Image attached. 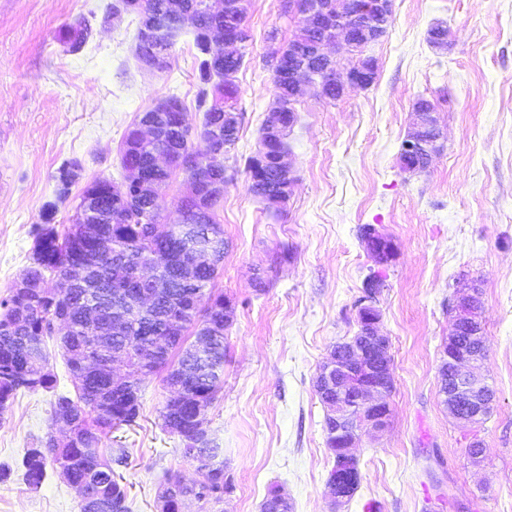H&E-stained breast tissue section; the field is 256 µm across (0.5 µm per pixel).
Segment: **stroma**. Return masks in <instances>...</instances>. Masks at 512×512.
Instances as JSON below:
<instances>
[{"mask_svg": "<svg viewBox=\"0 0 512 512\" xmlns=\"http://www.w3.org/2000/svg\"><path fill=\"white\" fill-rule=\"evenodd\" d=\"M110 2L0 0V299L29 264L64 161L82 170L60 224L94 178L122 182V138L158 99L177 96L191 131L203 125L192 35L176 38L166 71L147 73L135 54L137 17H108ZM249 3L252 41L236 78L241 126L222 158L229 180L218 215L228 247L216 286L234 319L224 387L206 411L232 490L217 503L187 500L184 512H260L275 487L293 512H332L333 456L313 378L332 345L358 330L355 302L374 270L358 233L366 224L394 244L379 308L395 386L389 427L363 434L355 449L362 480L345 512H512V0H394L384 36L366 49L374 84L333 103L310 90L297 103L287 137L296 182L276 217L249 192L246 160L274 100L267 34L289 40L295 23L283 0ZM80 21L90 41L67 52L63 37ZM439 23L448 29L440 50L428 41ZM420 97L438 109L443 148L427 171L409 173L399 156ZM470 278L481 283L483 373L496 392L473 428L448 414L438 383L454 295ZM48 352L56 392L18 393L0 415V467L10 470L0 512H79L58 472L33 489L20 467L52 431L56 393L74 392L61 352ZM167 396L160 378L146 382L137 422L103 440L128 451L115 473L132 512H157L165 472L201 478L162 426ZM475 436L484 443L477 466L467 455Z\"/></svg>", "mask_w": 512, "mask_h": 512, "instance_id": "obj_1", "label": "stroma"}]
</instances>
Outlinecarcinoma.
Here are the masks:
<instances>
[{"instance_id": "obj_1", "label": "carcinoma", "mask_w": 512, "mask_h": 512, "mask_svg": "<svg viewBox=\"0 0 512 512\" xmlns=\"http://www.w3.org/2000/svg\"><path fill=\"white\" fill-rule=\"evenodd\" d=\"M192 14L189 30L182 27L170 32V42L182 33L193 36L196 55L198 90L197 108L204 112L201 132L212 137L215 144L229 152L235 141L224 138V107L237 108L235 74L243 63L251 35L245 20L211 13L209 0H182ZM228 26L234 41L240 47L232 52L225 64H210L203 47L207 32ZM91 30L84 22L71 27L68 43L71 51L79 52L90 40ZM316 34L299 24L290 41L281 43L278 32L268 33L267 41L276 44L282 58L288 50L310 44ZM179 107L166 113L164 142H176L186 156L200 161L206 158L205 140L194 144L186 125L180 100L172 96ZM156 143L142 142L133 152L120 151V163L126 170L135 164L152 171ZM76 161H67L58 170L55 200L42 209V224L36 227L29 265L23 270L28 289L23 294L10 292L0 300V416L18 392H53L58 379L48 367V342H53L66 359L70 373L75 377V396L59 394L53 411L68 410L76 420L77 440L56 446L47 439L40 448H29L21 465L28 486L37 488L44 482L47 468L56 470L71 482H83L93 491L90 501L79 505L80 512H131L127 487L114 474L112 464L126 463L123 448L112 449L106 457L103 438L122 425L134 422L141 410L144 383L160 372H165L163 383L169 391L173 385L191 373L198 363L195 351L196 337L209 326L224 327V293L215 289L218 264L224 260L219 250L215 260L205 257L197 264L196 276L188 282L182 275V261L187 255L183 240L155 233L160 214L158 197L140 195L134 186L119 195L114 182L98 177L89 182L79 199L93 194L97 199L96 223L84 224L81 204H76L69 223L59 228L53 224L58 205L65 203L71 186L79 178L73 174ZM180 171L190 179L196 171L178 163L159 173L156 183L164 189L172 175ZM278 185L272 170L254 184L249 191L262 202H267ZM224 207V197H214L208 203V224L224 233V225L217 220V212ZM79 263L82 276L57 295L46 292V277H62L68 265ZM140 267L147 274L146 281L132 278V270ZM119 288H146L156 295L153 306L132 315L124 327L112 331L115 294ZM106 336L108 340L99 341ZM163 341L153 360L143 362L144 346L153 339ZM224 344L220 343L210 355L215 371L195 376L189 392L193 409H208L224 386ZM77 355L121 359L128 374L129 388L136 394V403L130 404L127 395L112 390L103 377H91L76 372ZM162 426L171 431L179 429L188 420L186 414H176L162 407L159 411ZM198 457L193 459L203 476V492L197 500L220 501L224 494V449L208 439L198 446Z\"/></svg>"}]
</instances>
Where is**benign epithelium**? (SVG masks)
Wrapping results in <instances>:
<instances>
[{
  "label": "benign epithelium",
  "mask_w": 512,
  "mask_h": 512,
  "mask_svg": "<svg viewBox=\"0 0 512 512\" xmlns=\"http://www.w3.org/2000/svg\"><path fill=\"white\" fill-rule=\"evenodd\" d=\"M393 16V0H354L350 16L332 11L323 0H311L307 9L299 14L303 24L317 29L325 35L309 57H290L283 62L279 54H270L272 78L279 81L288 76L291 94L302 97L306 90L314 88L321 92L329 89L336 98L343 97L349 86L369 87L375 80V68L371 64L357 61L341 63L333 52L335 41L329 34L343 37L355 53L379 37L389 26ZM190 23V14L185 9L169 8L167 13L145 17L141 28V63L149 70H162L170 62L169 33L173 27ZM219 29L211 30L207 38L209 55L221 60L231 41L225 37L215 38ZM414 122L412 130L403 141V155L428 163L437 152L441 128L437 111L418 100L413 105ZM287 127L285 114L280 109L266 113L264 121L265 142L283 138ZM224 154L221 148L212 149L207 160L196 164L198 176L192 185V195L199 203L212 194L224 192V182H213L204 172L220 170L216 157ZM278 172V193L270 200L274 208L283 209L289 200L295 183L289 154L281 151L274 156ZM205 208L196 210L193 217L186 218L175 233L188 242L190 254L198 252L199 246L191 242L196 224L205 221ZM367 252L378 266H385L393 256L394 246L390 238L375 227L367 226L364 237ZM382 280L376 279L362 291L356 302L359 331L354 338L332 348L328 357L320 364L315 389L327 409V436L334 444L338 463L336 470L329 473L326 487L336 509L349 504L360 482L361 473L357 458L352 452L364 431L381 432L390 421V409L386 397L394 389L391 372L390 342L379 329L381 312L377 307ZM478 282L462 285L458 292L454 315L451 319L448 339L443 345L442 360L464 383L456 390L452 418L465 426L477 424L491 407L493 391L483 376L484 360L468 344L470 340L485 339L484 327L478 317L476 288ZM58 434L52 436L55 443H67L75 436V422L69 416L54 417ZM181 479L169 485V491L159 499V512H182L185 500L190 494Z\"/></svg>",
  "instance_id": "1"
}]
</instances>
